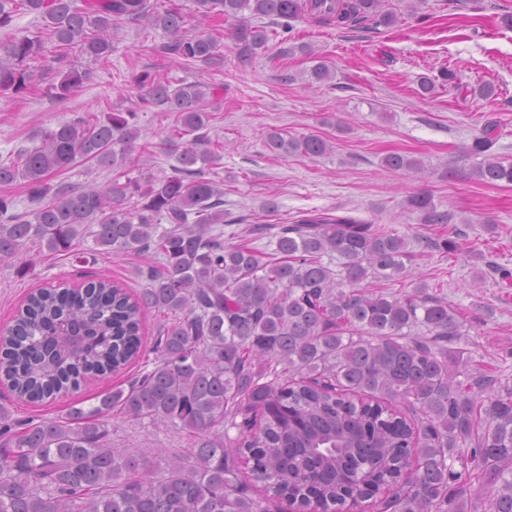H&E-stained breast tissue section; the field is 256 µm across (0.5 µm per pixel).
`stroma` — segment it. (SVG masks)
Segmentation results:
<instances>
[{"mask_svg": "<svg viewBox=\"0 0 512 512\" xmlns=\"http://www.w3.org/2000/svg\"><path fill=\"white\" fill-rule=\"evenodd\" d=\"M382 5L398 16L397 25L349 30L297 21L292 36L306 45V53L288 58L261 53L245 65L231 48L228 24H221L220 68L179 65L163 53L162 33L147 38L137 26L126 25L112 40L108 63L92 66L90 80L68 99L50 97L41 84L0 99V163L16 159L35 144L37 133L70 113L132 108L138 94L133 80L142 72L163 73L174 85L196 80L222 86L211 135L224 142L215 171L224 189L225 243L238 241L236 218L282 225L305 212L337 210L371 221L404 238L411 254L405 277L390 283V291L401 296L427 283L457 309L474 358L512 378V285L496 276L474 279L489 260L512 270V184L477 180L478 159L463 151L491 122L496 153L512 162V28L501 22L512 15V0H425L417 15L410 0H382ZM322 61L332 65L334 79L309 84L308 70ZM448 69L458 73L459 87L422 96L420 77L436 79ZM480 82L494 85L496 103L474 98L472 89ZM172 122L168 114H140V141L156 147L153 158L142 161L144 173L168 170L171 159L158 145ZM271 129L312 132L333 148L319 157L277 156L264 147ZM391 153L418 160L419 170L385 168L382 159ZM422 191L463 226L466 236L455 254L431 246L443 233L441 225L420 223L418 214L405 209L406 198ZM92 247L87 237L76 242L73 253L51 255L33 244L0 262V331L12 325L34 288L74 284L80 275L101 271L131 293L146 286V265L136 254L75 261L74 252ZM139 371L135 365L114 376L86 378L76 394L43 404L19 402L0 384V404L20 421L63 417L74 400L94 404L99 394L127 387ZM109 420L117 448L149 452L187 445L184 435L161 422L130 421L116 413Z\"/></svg>", "mask_w": 512, "mask_h": 512, "instance_id": "obj_1", "label": "stroma"}]
</instances>
